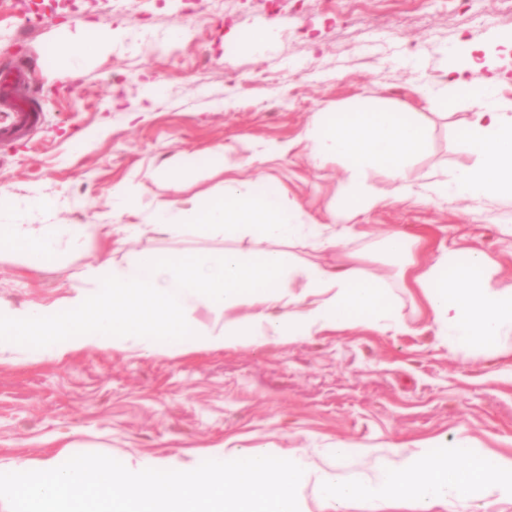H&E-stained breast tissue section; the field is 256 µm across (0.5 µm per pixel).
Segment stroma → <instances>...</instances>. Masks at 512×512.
Segmentation results:
<instances>
[{
	"label": "stroma",
	"instance_id": "stroma-1",
	"mask_svg": "<svg viewBox=\"0 0 512 512\" xmlns=\"http://www.w3.org/2000/svg\"><path fill=\"white\" fill-rule=\"evenodd\" d=\"M98 51L73 63L93 37ZM512 0H0V70L42 116L29 132L0 102V211L20 224H146L149 204L224 192V158L259 190L282 195L307 223L325 224L342 164L314 163L302 135L316 114L367 101L417 113L428 145L411 167L419 184L479 160L462 131L463 101L446 103L461 42L478 43L512 100ZM121 80H113L114 72ZM281 158L260 161L272 145ZM196 172L179 181L181 171ZM379 203L358 214L336 247L297 246L305 262H353L386 279L406 334L327 330L290 343L149 356L88 350L61 361L0 365V462L82 452L122 463L196 468L206 450L273 448L322 464L339 441L347 475L414 452L417 441L459 436L512 454V357L449 345L414 290L402 288L384 238L398 230L442 250L476 247L500 263L493 284L512 289V199L442 205L400 200L378 172ZM134 185L143 205L121 211ZM250 238L217 232L127 241L108 233L56 265L0 245V302L21 309L94 286L89 266L123 268L141 253L248 251Z\"/></svg>",
	"mask_w": 512,
	"mask_h": 512
}]
</instances>
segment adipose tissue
<instances>
[{
    "label": "adipose tissue",
    "instance_id": "obj_1",
    "mask_svg": "<svg viewBox=\"0 0 512 512\" xmlns=\"http://www.w3.org/2000/svg\"><path fill=\"white\" fill-rule=\"evenodd\" d=\"M478 50L474 42H463L466 63L449 69L444 88L446 96L466 100L473 109L463 137L479 153L478 164L416 186L408 173L427 147V132L416 113L364 105L320 113L303 134L311 157L319 163L339 162L346 171L331 223L311 227L280 195L260 192L249 180H227L222 196L201 198L188 207L165 201L155 209V230L217 231L228 239L266 241L270 248L193 259L143 253L124 269L90 267L97 283L93 290L22 310L0 304V363L20 352L32 361H60L90 348L148 355L180 350L190 338L200 347L220 350L286 343L330 329L407 332L386 281L352 264L301 263L292 246L310 234L320 247L336 246L346 234L341 221L378 202L368 184L373 171L385 175L393 195L413 191L431 204L451 197L475 202L493 194L512 197V100L499 96ZM2 242L45 262L57 255L60 236L53 224L34 229L1 223ZM412 244L400 264V277L405 287L418 292L432 326L457 345L512 356V344L504 342L512 335V290L492 286L493 263L486 253L449 251L425 266L420 257L427 243L416 236ZM296 277L304 281L297 297L285 290ZM196 301L219 312L242 303L253 305L254 311L225 320L218 330L199 328L188 320Z\"/></svg>",
    "mask_w": 512,
    "mask_h": 512
}]
</instances>
